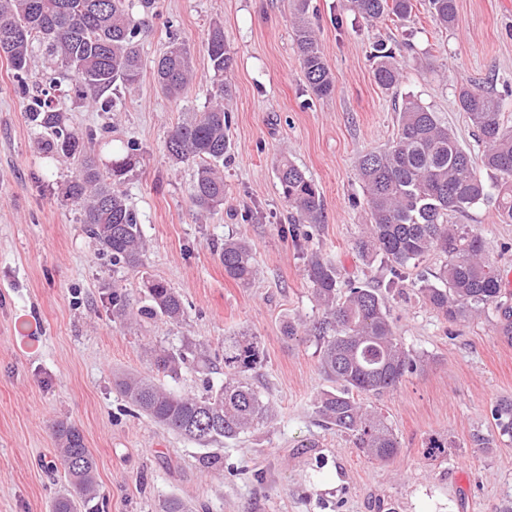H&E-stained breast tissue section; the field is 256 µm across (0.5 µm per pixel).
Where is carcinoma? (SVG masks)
Segmentation results:
<instances>
[{"instance_id": "cac0c4a2", "label": "carcinoma", "mask_w": 512, "mask_h": 512, "mask_svg": "<svg viewBox=\"0 0 512 512\" xmlns=\"http://www.w3.org/2000/svg\"><path fill=\"white\" fill-rule=\"evenodd\" d=\"M309 0H296L294 41L313 95L331 96L336 80L330 72L308 17ZM413 0H349V9L373 22L384 16L408 18ZM433 21L450 28L456 21V0H427ZM157 16L156 0H0V55L17 75L27 72L34 50L74 77L70 91L100 112H117L122 99L114 88L133 89L142 77L141 42ZM206 52L215 91L208 106L191 112L169 131L166 150L176 162H198L192 203L208 212L224 203V158L230 149L224 97L230 94L224 73L232 57L224 25L209 28ZM375 82L385 90L399 83L395 51L384 41L373 44ZM154 78L167 96L178 99L194 82L191 52L183 40L172 39L154 65ZM457 105L467 114L483 144L480 155L463 149L448 125L418 99L407 96L398 107L397 134L382 150L362 155L357 164L363 184L369 224L353 250L368 265L379 263L385 279L377 285L344 284L337 267L316 252L310 253L305 276L323 319L308 328L288 320L283 336L304 332L320 346V368L334 387L321 391L315 413L327 427L347 433L364 454L383 462L394 460L400 443L391 427L357 398L380 396L397 389L403 378L420 369V360L395 335L389 296L404 282V274L435 251L446 257L435 280L412 283L423 301L450 322L466 321L494 307L495 332L512 343V305L503 300L501 272L484 249L481 236L457 218L496 193L500 224H512V126H504L503 99L490 90L467 84L457 88ZM38 131V148L45 155L62 154L78 166L66 187V197L80 205L81 223L112 265H143L145 246L139 218L129 207L120 185L136 164L138 146L129 143L124 154L100 167L91 154L95 135L71 127L65 113L52 105L50 92L32 98L27 112ZM492 170L499 181L490 186L478 167ZM283 198L291 209L294 238L301 229L321 222L324 201L316 184L288 158L277 165ZM224 275L240 284L257 275L253 249L244 237L224 240L220 248ZM147 303L112 287V318L178 321L185 315L180 294L164 282H147ZM188 348L150 350L151 368L175 379L188 361ZM224 381L206 383L201 395L176 393L148 376L118 374L114 384L136 411L158 425L201 446L234 441L251 428L272 420L273 407L251 377L263 366V350L247 332L224 338ZM491 415L500 431L512 435V398L502 399ZM59 444V464L68 482L56 498L54 512H78L99 497L96 461L82 431L59 421L53 425ZM426 455L448 453V438L428 439ZM159 512H194L177 496L162 499Z\"/></svg>"}]
</instances>
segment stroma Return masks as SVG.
Wrapping results in <instances>:
<instances>
[{
	"label": "stroma",
	"instance_id": "stroma-1",
	"mask_svg": "<svg viewBox=\"0 0 512 512\" xmlns=\"http://www.w3.org/2000/svg\"><path fill=\"white\" fill-rule=\"evenodd\" d=\"M456 3V22L444 29L424 0H414L409 20L374 24L347 0H311L310 19L336 78L335 93L324 99L311 93L294 47L293 0H158L141 81L121 90L119 112L70 98L69 74L44 59L19 78L0 56V512H52L64 493V479L48 466L56 421L83 432L104 512H157L170 495L206 512H499L512 501V437L500 435L490 413L512 398V343L494 334L496 314L453 324L412 288L390 299L397 336L426 365L397 390L361 398L398 437L400 453L389 463L319 425L313 399L331 386L319 345L281 332L286 320L319 316L304 275L310 253L337 264L344 280L381 276L353 251L369 221L357 163L394 140L396 97L429 106L471 151L477 144L456 103L459 83L502 94L504 123L512 125V0ZM217 20L233 57L224 76L231 155L224 203L202 214L191 202L196 162L172 163L165 141L184 113L208 103L204 40ZM173 34L189 46L196 74L177 102L153 77V62ZM379 40L396 49L402 78L394 93L373 77L370 52ZM25 84L49 90L72 127L95 133L101 162L127 143L138 146L141 161L121 189L139 216L143 266H113L79 224V208L65 195L76 166L38 150ZM284 156L324 197L323 223L297 240L284 231L289 208L276 175ZM495 207L491 200L478 205L462 222L482 236L501 270L512 272V224L498 223ZM241 235L258 266L248 286L228 278L219 259L224 239ZM149 279L180 293L184 318L113 320V285L141 299ZM243 329L261 341L264 366L254 384L275 418L219 448L224 468L215 471L203 465L205 449L134 411L113 376L150 373L148 349L186 346L198 361L171 387L200 393L204 379H224L208 373L204 360L222 357L225 337ZM438 434L454 446L428 458L425 443ZM478 435L487 446L476 445Z\"/></svg>",
	"mask_w": 512,
	"mask_h": 512
}]
</instances>
